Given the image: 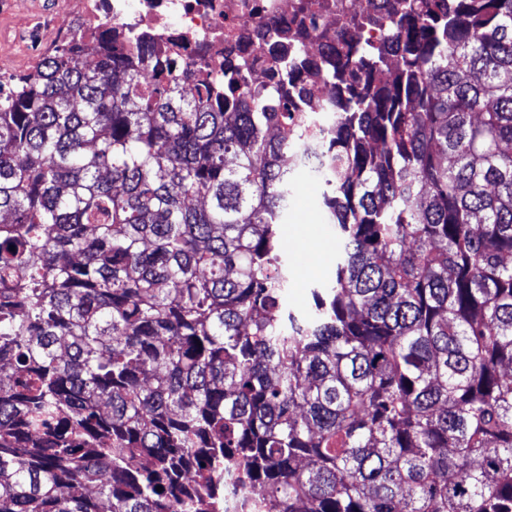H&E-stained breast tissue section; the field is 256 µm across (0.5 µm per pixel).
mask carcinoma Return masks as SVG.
<instances>
[{"label": "carcinoma", "mask_w": 512, "mask_h": 512, "mask_svg": "<svg viewBox=\"0 0 512 512\" xmlns=\"http://www.w3.org/2000/svg\"><path fill=\"white\" fill-rule=\"evenodd\" d=\"M304 37L269 88L148 81L115 29L0 84V512H224L226 471L269 512H512V0L349 21L320 102ZM299 169L339 246L301 317Z\"/></svg>", "instance_id": "carcinoma-1"}]
</instances>
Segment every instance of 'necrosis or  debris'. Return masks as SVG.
Masks as SVG:
<instances>
[{"label": "necrosis or debris", "mask_w": 512, "mask_h": 512, "mask_svg": "<svg viewBox=\"0 0 512 512\" xmlns=\"http://www.w3.org/2000/svg\"><path fill=\"white\" fill-rule=\"evenodd\" d=\"M299 0H54L44 8L30 0L29 21L36 37L23 34L12 0H0V78L34 65L60 42L80 39L93 43L95 35L110 28L122 31L145 48L176 51L184 70L205 62L223 68L227 59L248 61V79L259 85L267 80L273 60L263 34L285 25L305 24L306 56L313 67L305 73L318 82L317 64L327 51L326 39L346 19L367 10L387 13L388 0H336L332 10H315L302 18Z\"/></svg>", "instance_id": "necrosis-or-debris-1"}]
</instances>
